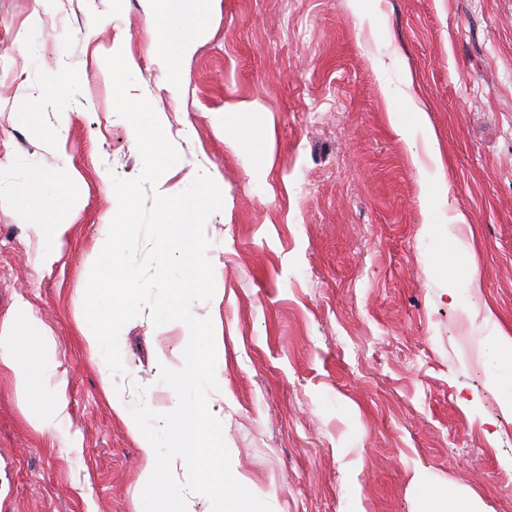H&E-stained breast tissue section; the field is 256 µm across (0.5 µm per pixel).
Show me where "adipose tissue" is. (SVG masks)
Listing matches in <instances>:
<instances>
[{"label":"adipose tissue","instance_id":"obj_1","mask_svg":"<svg viewBox=\"0 0 512 512\" xmlns=\"http://www.w3.org/2000/svg\"><path fill=\"white\" fill-rule=\"evenodd\" d=\"M170 0H144L148 14L164 31L158 55L178 71H185L206 25L211 0H197L195 11L171 15ZM383 75L382 89L391 109L392 131L400 139H421L434 168L418 166L420 200L428 212L419 238L436 263L440 276L449 280L448 299L467 309L470 321L488 328L486 343L487 385L498 397L502 413L512 422V328L504 324L499 311L483 297V281L474 258L473 237L463 236L466 221L451 212L447 203L448 180L440 164L439 141L428 112L410 94L412 76L397 57L377 59ZM397 70V82H388L390 70ZM33 242L34 260L42 268H53L62 258L69 239L70 224H29L25 227ZM145 242L151 255L148 265H136L122 273L123 303L133 307L146 277L162 284L157 317L175 315L187 328V339L177 365L162 371L159 384L170 393L169 413L158 416L147 394H129L127 380L134 369L114 333L111 318L90 314L89 309L103 291V281L84 283L74 293V304L83 312L82 341L111 410L122 419L137 442L145 466L137 485L144 495L143 512H196L197 498L211 499V512H268L265 502L245 496L237 486L236 474L227 465L210 470L193 455L194 449L224 441L223 355L224 340L212 325L199 321L200 309L215 307L220 289L211 285L208 265L220 240L197 237L191 242L197 270L195 287L171 289L167 283L179 273L182 244L150 233ZM9 372L19 406L31 427L51 435L60 447L77 449L68 399V373L57 359L53 332L35 314L25 299H18L10 314L0 319V370ZM188 477L192 493L181 489V477Z\"/></svg>","mask_w":512,"mask_h":512}]
</instances>
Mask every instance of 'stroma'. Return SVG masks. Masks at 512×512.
Masks as SVG:
<instances>
[{
	"label": "stroma",
	"mask_w": 512,
	"mask_h": 512,
	"mask_svg": "<svg viewBox=\"0 0 512 512\" xmlns=\"http://www.w3.org/2000/svg\"><path fill=\"white\" fill-rule=\"evenodd\" d=\"M372 26L358 27L355 9ZM106 28H99L102 19ZM388 31L380 39L379 31ZM158 32L141 0H0V166L28 159L0 196V318L25 298L57 339L80 451L33 430L0 371V512H140L141 452L100 387L72 295L112 207L114 178L143 163L114 116L107 56L143 71L132 97L165 117L185 162L224 178L212 272L224 295L206 311L224 336V451L246 495L273 512H421L413 473L481 512H512V424L485 387L482 333L450 306L418 232L425 220L421 140L391 131L378 54H398L429 112L448 202L472 224L483 296L512 326V0H212L183 81L155 63ZM70 81L45 95L39 58ZM68 115L67 173L48 141ZM72 226L52 271L35 266L25 225ZM154 295L115 312L133 391L169 404L154 381L186 328L150 322ZM473 398L470 408L458 400ZM501 422L497 445L484 423Z\"/></svg>",
	"instance_id": "obj_1"
}]
</instances>
